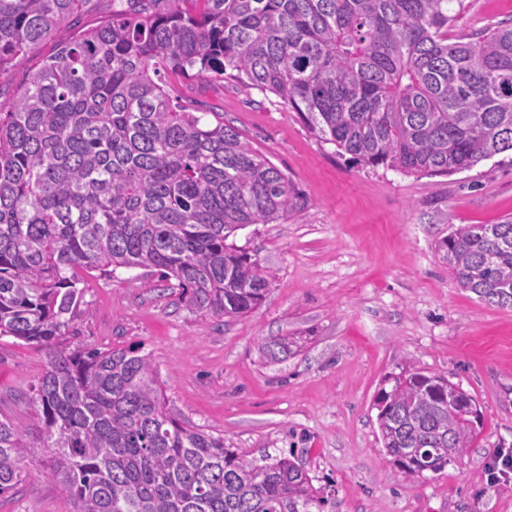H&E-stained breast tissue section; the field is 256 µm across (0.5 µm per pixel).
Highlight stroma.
I'll return each mask as SVG.
<instances>
[{
  "label": "stroma",
  "mask_w": 512,
  "mask_h": 512,
  "mask_svg": "<svg viewBox=\"0 0 512 512\" xmlns=\"http://www.w3.org/2000/svg\"><path fill=\"white\" fill-rule=\"evenodd\" d=\"M450 35L512 22V0H466ZM112 18V0L63 23L0 76L7 112L57 44ZM179 101L220 112L290 180L298 208L250 224L231 243L271 281L251 313L202 318L159 273L82 271L72 345L136 347L148 355L179 417L259 460L294 452L314 485L331 486L336 512H512V476L487 481L512 450V308L458 288L438 249L461 224L512 216V153L443 177L405 175L339 155L271 93L233 78L174 80ZM291 351L267 357L263 341ZM45 350L0 337V418L34 428L31 388ZM448 378L480 411L476 436L440 473L413 480L389 463L375 398L394 377ZM0 512H73L60 481L30 467Z\"/></svg>",
  "instance_id": "obj_1"
}]
</instances>
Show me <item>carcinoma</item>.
<instances>
[{
    "mask_svg": "<svg viewBox=\"0 0 512 512\" xmlns=\"http://www.w3.org/2000/svg\"><path fill=\"white\" fill-rule=\"evenodd\" d=\"M100 0H0V74ZM465 0H119L58 46L0 112V336L46 350L35 435L0 420V496L40 448L74 512H328L294 452L258 464L176 418L149 357L69 348L79 270L174 279L203 317L243 316L269 281L227 243L299 205L288 177L221 118L173 103L167 78H233L373 167L448 176L512 151V23L448 42ZM438 248L480 299L512 306V218L461 224ZM441 376L375 399L409 477L470 447L479 413Z\"/></svg>",
    "mask_w": 512,
    "mask_h": 512,
    "instance_id": "cac0c4a2",
    "label": "carcinoma"
}]
</instances>
